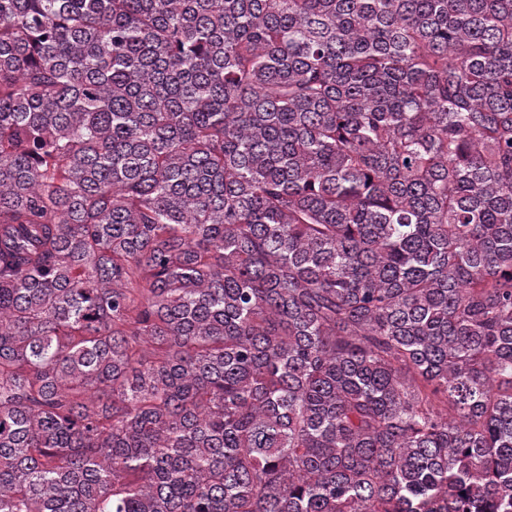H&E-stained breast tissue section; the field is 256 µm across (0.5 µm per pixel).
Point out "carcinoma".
I'll use <instances>...</instances> for the list:
<instances>
[{"label": "carcinoma", "instance_id": "cac0c4a2", "mask_svg": "<svg viewBox=\"0 0 512 512\" xmlns=\"http://www.w3.org/2000/svg\"><path fill=\"white\" fill-rule=\"evenodd\" d=\"M0 512H512V0H0Z\"/></svg>", "mask_w": 512, "mask_h": 512}]
</instances>
